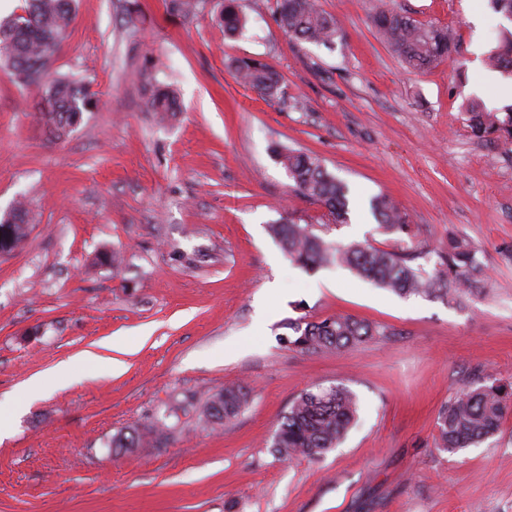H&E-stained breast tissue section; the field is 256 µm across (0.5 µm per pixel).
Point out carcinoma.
I'll return each mask as SVG.
<instances>
[{
	"instance_id": "carcinoma-1",
	"label": "carcinoma",
	"mask_w": 512,
	"mask_h": 512,
	"mask_svg": "<svg viewBox=\"0 0 512 512\" xmlns=\"http://www.w3.org/2000/svg\"><path fill=\"white\" fill-rule=\"evenodd\" d=\"M198 0H169L170 13L190 17ZM75 18V0H26L22 13L0 22V61L12 71L16 81L39 91L44 102L42 113L50 134L61 140L80 123L83 113L96 106V93L82 79L58 75L49 77V64ZM276 19L283 30L297 41L330 47L340 36V25L319 5V0H277ZM230 35L243 28V21L232 3L218 15ZM372 25L391 51L407 66L421 70L451 58L458 52L456 38L446 26L420 22L395 8L372 17ZM488 65L512 75V30L487 56ZM238 78L263 98H273L280 90V75L271 66L254 60H237ZM151 112L180 111L177 97L165 89L155 90L147 103ZM465 122L471 135L494 143L504 154L512 153V107L489 111L478 103L465 108ZM293 190L323 207L336 223L348 219L346 184L330 173L321 159L304 151L278 154ZM370 209L387 233H406L409 217L392 200L377 195ZM14 217V243L27 236L28 209L18 201ZM283 251L298 265L315 269L338 265L351 270L380 288L402 296H434L454 300L481 285L484 270L476 250L458 240L448 241L433 272L413 261L424 252L382 249L362 244H329L316 233V225L283 219L270 227ZM285 336L288 346L307 353L343 351L379 334V326L345 315L318 321L290 322ZM512 393L502 385L468 386L460 390L438 414V448L454 452L475 446L493 436L512 408ZM248 403V391L241 384H230L211 395L204 408L207 423L222 426L235 420ZM358 415L355 394L344 385L306 390L295 398L282 416L271 448L282 460L319 458L337 447ZM170 428L157 421L149 427L130 428L112 437L115 454L128 453L145 439L161 444Z\"/></svg>"
}]
</instances>
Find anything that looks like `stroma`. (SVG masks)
<instances>
[{"label":"stroma","mask_w":512,"mask_h":512,"mask_svg":"<svg viewBox=\"0 0 512 512\" xmlns=\"http://www.w3.org/2000/svg\"><path fill=\"white\" fill-rule=\"evenodd\" d=\"M167 3L78 0L51 70L98 102L65 141L0 65V213L19 198L30 210L26 239L0 253V401L24 403L0 440V512H512V412L479 445L437 447L438 412L462 388L512 386V154L473 139L463 115L474 100L512 105V79L486 65L512 22L487 5L473 17L467 0H321L343 29L326 48L289 38L275 0H236L235 37L222 0L188 19ZM388 5L451 28L456 62L403 65L371 25ZM238 59L272 66L278 97L239 83ZM158 87L179 97L175 119L148 111ZM276 145L348 184V221L326 241L421 251L430 270L454 237L476 248L484 287L404 298L293 264L269 225L324 211L292 192ZM378 194L408 213V233L380 230ZM336 314L383 332L339 354L281 340L288 321ZM84 351L99 362L58 383ZM232 382L249 403L211 429L204 405ZM338 384L359 404L345 440L277 460L291 402ZM158 419L166 445L112 452L119 430Z\"/></svg>","instance_id":"1"}]
</instances>
